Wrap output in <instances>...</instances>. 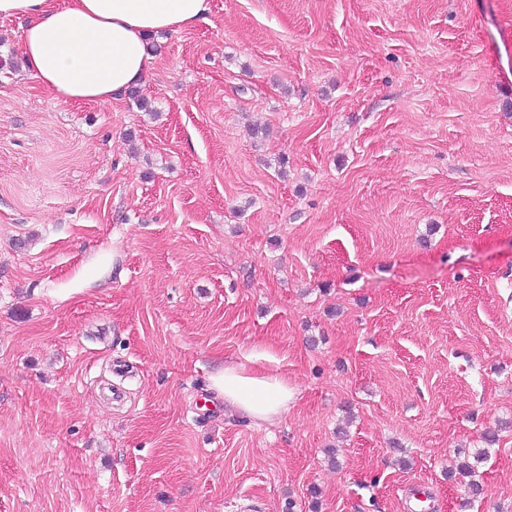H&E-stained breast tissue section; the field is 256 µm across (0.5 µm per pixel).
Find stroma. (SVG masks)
<instances>
[{
	"mask_svg": "<svg viewBox=\"0 0 512 512\" xmlns=\"http://www.w3.org/2000/svg\"><path fill=\"white\" fill-rule=\"evenodd\" d=\"M209 3L109 103L0 20V512H512V0ZM207 388L216 400L257 423L272 422L282 416L293 395L288 381L280 376L224 362L209 376ZM486 449L483 450V452H480L476 454V456H473V462L469 461V459H464L463 461L459 462L457 465L458 474L462 477L469 478L468 481V488L470 493L472 495H478L481 490V483L479 480V472H478V464L483 462L487 458Z\"/></svg>",
	"mask_w": 512,
	"mask_h": 512,
	"instance_id": "obj_1",
	"label": "stroma"
}]
</instances>
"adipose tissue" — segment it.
<instances>
[{"label": "adipose tissue", "instance_id": "obj_1", "mask_svg": "<svg viewBox=\"0 0 512 512\" xmlns=\"http://www.w3.org/2000/svg\"><path fill=\"white\" fill-rule=\"evenodd\" d=\"M209 0H0V18L21 19L28 72L65 102L121 99L153 61L146 38L207 22ZM216 400L246 419L271 422L288 409L286 379L225 363L208 378Z\"/></svg>", "mask_w": 512, "mask_h": 512}]
</instances>
